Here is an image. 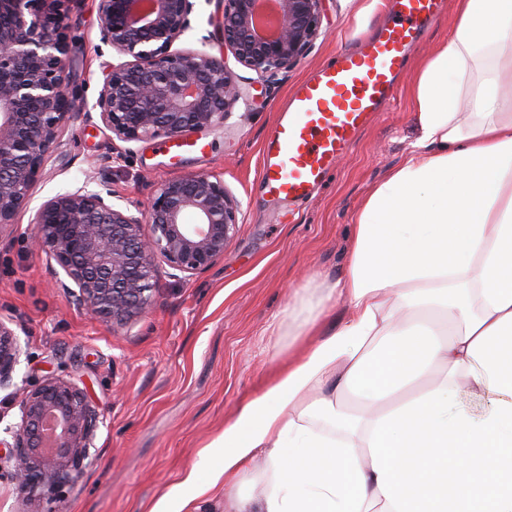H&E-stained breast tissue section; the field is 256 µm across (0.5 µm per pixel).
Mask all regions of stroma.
<instances>
[{
    "mask_svg": "<svg viewBox=\"0 0 512 512\" xmlns=\"http://www.w3.org/2000/svg\"><path fill=\"white\" fill-rule=\"evenodd\" d=\"M385 0H325L319 34L278 87L261 86L238 68L240 99L223 130L202 135L204 153L168 155L166 137L113 139L100 120L75 121L58 156L46 164L10 241L0 243V317L26 344L14 388L0 391V438L20 419L24 390L57 375L86 383L99 426L85 470L39 512H151L194 468L200 451L224 429L239 403L259 391L276 363L268 344L294 293L344 268L351 226L362 201L401 164L417 136L409 93L412 66L447 39L456 0L409 54L387 109L358 133L328 181L281 222L284 204L259 182L262 144L291 90L338 51L356 44L384 16ZM223 0H197L192 29L178 49L224 52ZM98 0H76L67 17L74 60L72 87L94 103L102 86ZM104 172L115 193L145 202L150 187L193 173L223 177L242 202L239 231L223 260L190 280L160 275L153 305L123 327L77 309L56 288L55 262L31 252L35 208Z\"/></svg>",
    "mask_w": 512,
    "mask_h": 512,
    "instance_id": "obj_1",
    "label": "stroma"
}]
</instances>
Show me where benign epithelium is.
Here are the masks:
<instances>
[{
  "label": "benign epithelium",
  "instance_id": "benign-epithelium-1",
  "mask_svg": "<svg viewBox=\"0 0 512 512\" xmlns=\"http://www.w3.org/2000/svg\"><path fill=\"white\" fill-rule=\"evenodd\" d=\"M72 0H0V242L9 236L48 158L75 119L98 114L122 142L215 131L239 99L236 73L206 51H174L191 29L195 0H99L100 41L126 60L102 63L93 105L71 84L64 20ZM267 0H224V47L268 87L309 51L324 0H273L276 24L260 25ZM33 250L54 260L78 309L125 326L149 311L160 268L189 279L224 258L241 224V203L211 174L152 187L147 206L92 176L36 210ZM23 347L0 319V390L14 387ZM20 422L0 441V470L22 489L64 485L88 458L99 414L88 390L48 376L25 392Z\"/></svg>",
  "mask_w": 512,
  "mask_h": 512
}]
</instances>
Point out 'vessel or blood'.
<instances>
[{"label": "vessel or blood", "instance_id": "1", "mask_svg": "<svg viewBox=\"0 0 512 512\" xmlns=\"http://www.w3.org/2000/svg\"><path fill=\"white\" fill-rule=\"evenodd\" d=\"M441 0H392L389 18L357 47L343 50L292 91L267 135L260 160L266 194L307 201L394 95L408 48L425 36Z\"/></svg>", "mask_w": 512, "mask_h": 512}]
</instances>
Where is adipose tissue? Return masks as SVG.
<instances>
[{"mask_svg": "<svg viewBox=\"0 0 512 512\" xmlns=\"http://www.w3.org/2000/svg\"><path fill=\"white\" fill-rule=\"evenodd\" d=\"M411 93L345 270L297 294L295 350L152 512L219 486L224 512H512V0H458Z\"/></svg>", "mask_w": 512, "mask_h": 512, "instance_id": "adipose-tissue-1", "label": "adipose tissue"}]
</instances>
